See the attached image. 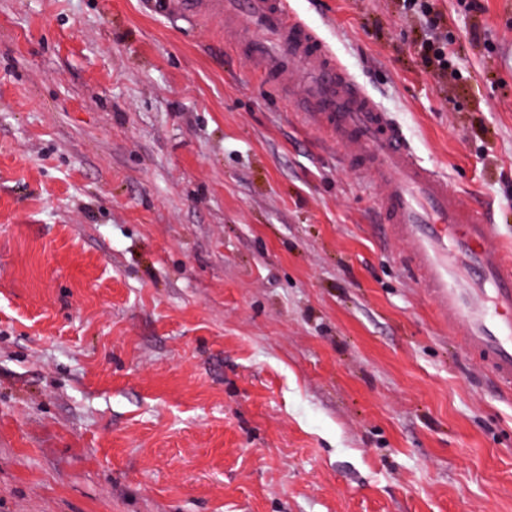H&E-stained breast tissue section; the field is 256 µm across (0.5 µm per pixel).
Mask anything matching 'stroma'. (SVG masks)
Wrapping results in <instances>:
<instances>
[{"label":"stroma","instance_id":"obj_1","mask_svg":"<svg viewBox=\"0 0 512 512\" xmlns=\"http://www.w3.org/2000/svg\"><path fill=\"white\" fill-rule=\"evenodd\" d=\"M0 0V512H512V397L211 16ZM512 248V0H288ZM423 49V61L426 67H432L433 73L437 75L439 79H446L448 81V70L450 67L444 53L443 45L440 46L439 43L431 42L426 44Z\"/></svg>","mask_w":512,"mask_h":512}]
</instances>
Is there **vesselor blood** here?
Listing matches in <instances>:
<instances>
[{
    "instance_id": "b4317fda",
    "label": "vessel or blood",
    "mask_w": 512,
    "mask_h": 512,
    "mask_svg": "<svg viewBox=\"0 0 512 512\" xmlns=\"http://www.w3.org/2000/svg\"><path fill=\"white\" fill-rule=\"evenodd\" d=\"M187 15L222 16L237 45L277 85L302 80L292 104L345 152L356 173L381 182L380 221L409 240L408 261L437 318L464 326L463 343L512 393V253L489 209L467 207L422 164L402 129L347 72L287 0H175Z\"/></svg>"
}]
</instances>
